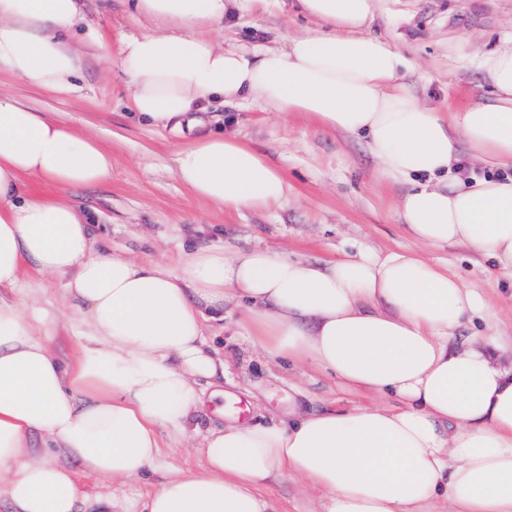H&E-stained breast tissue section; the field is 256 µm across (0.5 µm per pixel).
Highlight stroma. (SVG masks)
I'll return each instance as SVG.
<instances>
[{
	"mask_svg": "<svg viewBox=\"0 0 512 512\" xmlns=\"http://www.w3.org/2000/svg\"><path fill=\"white\" fill-rule=\"evenodd\" d=\"M83 9L81 35L90 27L107 36L149 27L134 16L129 0H84ZM305 27L295 0H269L264 6L246 0L210 37L224 48L272 47L281 33L295 35ZM370 30L413 62L404 78L410 90L426 105L451 112L489 94L472 60L512 34V0H377ZM77 83L78 98H55L1 73L0 93L65 118L111 149V179L69 192L81 206L98 212V248L176 268L200 244L228 251L263 247L312 259L416 247L397 213L409 185L379 180L363 139L321 131L299 117L285 121L256 105L212 101L208 128L236 133L279 167L289 183L287 206L228 213L197 201L182 186L174 159L184 137L130 113L116 62L86 56ZM424 254L460 274L485 302V311L467 317L456 331V343L496 336L502 362H512V273L494 272L489 258L462 247L428 248ZM239 314L233 306L223 322L208 323L207 338L226 368L218 384L206 381L202 388L208 393L218 388L238 399L242 418L269 424L292 412L373 404L370 395L344 389L314 367L293 368L246 343L237 326ZM78 482L92 503L115 497L139 506L153 490L149 478L117 483L82 472ZM261 494L278 512H325L323 494L299 478L270 484Z\"/></svg>",
	"mask_w": 512,
	"mask_h": 512,
	"instance_id": "stroma-1",
	"label": "stroma"
}]
</instances>
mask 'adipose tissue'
I'll return each mask as SVG.
<instances>
[{
  "label": "adipose tissue",
  "instance_id": "ef3b65f1",
  "mask_svg": "<svg viewBox=\"0 0 512 512\" xmlns=\"http://www.w3.org/2000/svg\"><path fill=\"white\" fill-rule=\"evenodd\" d=\"M238 5L134 0L153 30L114 41L91 29L77 45L82 0H0V72L69 97L86 53L117 56L129 110L186 137L181 184L227 212L281 207L288 181L237 135L205 132L204 101L364 138L380 177L410 184L398 215L418 244L461 246L512 273V178L462 176L470 159L512 167V38L474 62L493 98L447 114L408 89V60L370 33L376 0H298L315 27L283 47H217L208 33ZM111 175L95 136L0 94V500L11 512H78L79 468L118 482L160 474L146 512H267L260 488L288 477L323 492L327 512H430L439 500L512 512V366L481 337L453 346L483 302L447 266L413 251L318 262L210 246L178 268L139 262L97 248L88 212L63 195ZM52 280L76 302L61 318L40 306ZM232 302L241 336L377 405L200 432L198 381L225 371L204 322ZM61 321L76 338L67 362L48 342ZM164 430L200 439L201 471L167 461Z\"/></svg>",
  "mask_w": 512,
  "mask_h": 512
}]
</instances>
